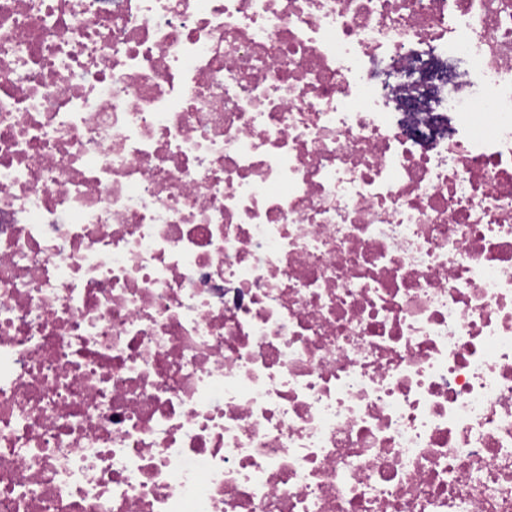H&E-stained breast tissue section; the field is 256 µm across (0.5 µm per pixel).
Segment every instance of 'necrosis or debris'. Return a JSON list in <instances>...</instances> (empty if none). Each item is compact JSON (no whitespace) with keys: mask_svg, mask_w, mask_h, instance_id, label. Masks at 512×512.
Here are the masks:
<instances>
[{"mask_svg":"<svg viewBox=\"0 0 512 512\" xmlns=\"http://www.w3.org/2000/svg\"><path fill=\"white\" fill-rule=\"evenodd\" d=\"M0 512H512V0H0Z\"/></svg>","mask_w":512,"mask_h":512,"instance_id":"4bbe7bcc","label":"necrosis or debris"}]
</instances>
